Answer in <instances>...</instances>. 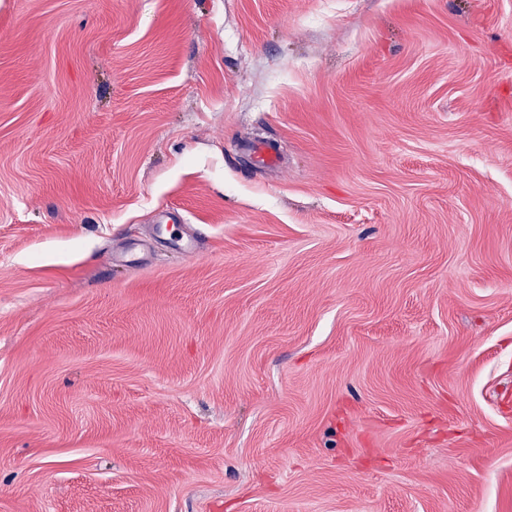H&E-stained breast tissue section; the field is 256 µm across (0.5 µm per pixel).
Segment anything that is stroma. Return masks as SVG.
<instances>
[{
    "label": "stroma",
    "instance_id": "35a3bbf8",
    "mask_svg": "<svg viewBox=\"0 0 512 512\" xmlns=\"http://www.w3.org/2000/svg\"><path fill=\"white\" fill-rule=\"evenodd\" d=\"M0 512H512V0H0Z\"/></svg>",
    "mask_w": 512,
    "mask_h": 512
}]
</instances>
